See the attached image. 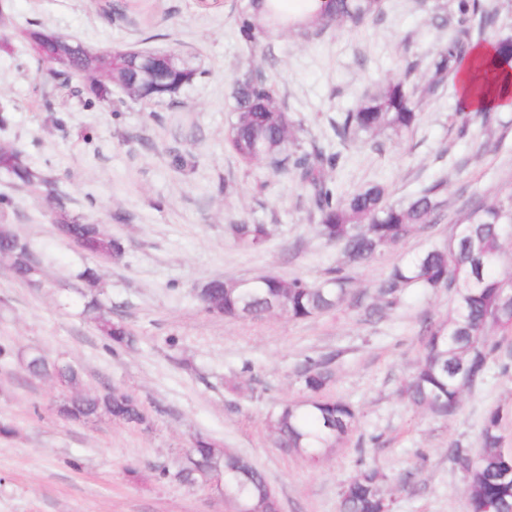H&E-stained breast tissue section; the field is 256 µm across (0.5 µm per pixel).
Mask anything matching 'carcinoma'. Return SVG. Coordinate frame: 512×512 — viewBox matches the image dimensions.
<instances>
[{
  "mask_svg": "<svg viewBox=\"0 0 512 512\" xmlns=\"http://www.w3.org/2000/svg\"><path fill=\"white\" fill-rule=\"evenodd\" d=\"M237 11L239 33L245 44L255 49L273 36L294 35L307 40L331 26L358 28L381 14L382 0H325L307 23L302 21L306 10H291L285 0H242ZM499 20L497 5L455 0L451 17L441 19L452 34L427 68L425 90L433 92L444 80H457L472 48ZM19 37L37 60L48 58L55 65L57 89L84 99L88 106L110 103L116 91L145 104L170 101L197 76V70L176 51L171 52L172 64L165 65L157 61V51L121 48L94 52L34 25L22 29ZM74 76L79 78L75 87L71 86ZM231 98L232 118L224 132L225 148L239 162L259 163L275 174H289L308 190L318 234L342 245L345 266L331 270L318 285L299 277L265 275L236 288L232 281L213 279L198 295L207 313L236 320L276 313L305 319L334 310L351 295L348 268L373 261L398 246L442 210L440 182L402 202L393 201L389 189L379 183L351 191L335 183L330 172L341 163L342 152L304 145L301 123L281 103L278 89L264 76L257 56L250 58ZM418 109L415 86L405 79L389 80L365 94L355 109L341 113L336 138L342 146L362 135L372 139L386 132L401 139L412 132ZM0 173L30 192L46 188V177L11 147L0 145ZM56 223L63 225L62 236L79 241L91 257L110 252L119 258L125 253L121 239L99 231L82 216L63 212ZM454 223L458 228L448 244L393 266L377 286V303L369 308V315L377 314L381 304L392 303L411 287L425 291L446 288L453 293L454 307L448 319L426 325L417 369L402 387L413 406L441 419L456 415L465 390L484 380L490 355L487 337L493 332L500 336L512 333V249L506 244L512 233V179L498 186L492 202L467 209ZM224 235L255 247L269 239L270 228L244 221L224 225ZM0 244L10 249V271L16 279L33 285L40 282V266L24 240L1 226ZM98 309L92 300L84 313L103 336L119 347L137 342L123 320L100 314ZM25 368L35 377L50 376L68 386L77 385L80 377L76 365L50 361L35 350L26 356ZM332 376L327 361H305L298 371L304 397L280 404L269 417L275 447L318 458L323 450L345 443L357 413L342 400L324 397ZM58 413L73 420L106 414L128 425L147 421L139 399L117 389L105 395L75 391L58 407ZM506 416L501 407L486 413L478 460L458 445L451 449L467 480L470 512H512V448L506 447L502 434ZM186 458L189 465L178 473L183 482L195 484L221 473L224 497L247 503L252 512H275L268 481L244 455L220 448L200 435ZM383 478L376 466L359 469L341 489L340 512H379L381 506H390Z\"/></svg>",
  "mask_w": 512,
  "mask_h": 512,
  "instance_id": "1",
  "label": "carcinoma"
}]
</instances>
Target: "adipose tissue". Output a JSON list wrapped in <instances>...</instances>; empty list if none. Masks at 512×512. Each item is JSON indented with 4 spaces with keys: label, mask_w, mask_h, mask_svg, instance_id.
Returning a JSON list of instances; mask_svg holds the SVG:
<instances>
[{
    "label": "adipose tissue",
    "mask_w": 512,
    "mask_h": 512,
    "mask_svg": "<svg viewBox=\"0 0 512 512\" xmlns=\"http://www.w3.org/2000/svg\"><path fill=\"white\" fill-rule=\"evenodd\" d=\"M458 88L470 111L512 109V64L497 56L493 43L479 44L458 75Z\"/></svg>",
    "instance_id": "obj_1"
}]
</instances>
